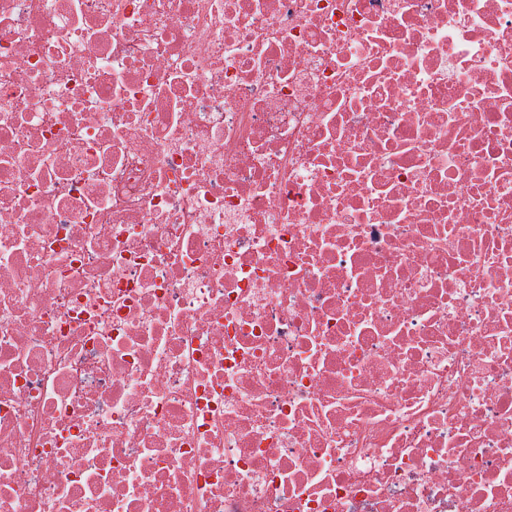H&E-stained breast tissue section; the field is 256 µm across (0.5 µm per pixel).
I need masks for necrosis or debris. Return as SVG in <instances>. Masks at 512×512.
<instances>
[{
  "instance_id": "1",
  "label": "necrosis or debris",
  "mask_w": 512,
  "mask_h": 512,
  "mask_svg": "<svg viewBox=\"0 0 512 512\" xmlns=\"http://www.w3.org/2000/svg\"><path fill=\"white\" fill-rule=\"evenodd\" d=\"M0 512H512V0H0Z\"/></svg>"
}]
</instances>
